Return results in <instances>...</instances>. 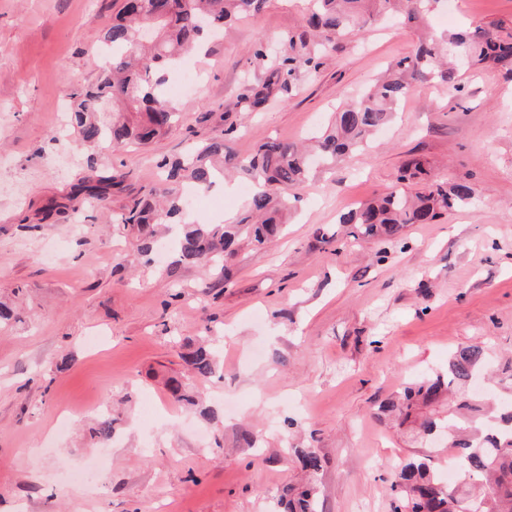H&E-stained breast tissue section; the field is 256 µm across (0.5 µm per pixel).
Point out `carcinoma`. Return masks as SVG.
<instances>
[{"instance_id": "carcinoma-1", "label": "carcinoma", "mask_w": 512, "mask_h": 512, "mask_svg": "<svg viewBox=\"0 0 512 512\" xmlns=\"http://www.w3.org/2000/svg\"><path fill=\"white\" fill-rule=\"evenodd\" d=\"M312 8L301 29L282 38L276 76L293 78L302 66L316 69L321 53L354 27L369 23L376 14L402 17L423 28L444 0H310ZM266 0H125L98 42L112 62L104 67L91 88L74 93L76 102L70 122L81 142L101 149H119L133 141L149 143L166 135L179 119L178 107L165 90L166 75L181 62V56L196 52L208 41L209 31L228 26L240 14L260 12ZM483 64L504 71L512 79V26L490 22L471 30L434 35L423 32L416 49L395 60L390 73L371 83L355 100L336 109L332 123L316 138L315 155L331 166L363 147L370 133L386 126L402 99L424 81L438 79L454 84L470 67ZM173 182L189 180L202 191L210 190L224 176L223 167L241 170L253 181L249 198L254 222L243 218L237 224H184L177 246L184 260L224 268V258L234 254L241 232L262 246L283 231L282 213L297 201L290 190L305 182L311 172L310 156L297 145L272 139L241 157L222 140L196 148L184 160L162 161ZM430 172L419 159L405 162L397 182H425L408 196L400 190L372 200L340 216L339 223L355 226L367 240H394L410 224L433 222L448 211L471 204L474 190L465 180L448 184L429 180ZM112 178L90 169L85 178L88 198L103 201ZM183 211L181 197L172 188L162 194V203L150 198L133 201L118 225L139 240L138 251L148 256L156 242V226ZM195 378L208 381L218 364L209 347L200 345L185 357ZM486 352L471 345L448 357L447 374L425 375L404 389L395 406L402 421L420 411L421 433L431 436L442 429L456 449L462 469L478 481L450 485L423 459H411L391 485L392 512H512V410L491 418V408L461 396L448 420L438 407L453 388L470 382L484 367ZM295 454L312 476L323 469V459L314 448H297ZM281 500L288 512H318L316 488L288 485Z\"/></svg>"}]
</instances>
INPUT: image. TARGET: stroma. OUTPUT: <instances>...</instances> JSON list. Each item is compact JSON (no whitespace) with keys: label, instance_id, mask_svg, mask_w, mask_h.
Instances as JSON below:
<instances>
[{"label":"stroma","instance_id":"35a3bbf8","mask_svg":"<svg viewBox=\"0 0 512 512\" xmlns=\"http://www.w3.org/2000/svg\"><path fill=\"white\" fill-rule=\"evenodd\" d=\"M121 5L0 0V302L16 314L0 323V512H283L279 490L302 477L292 451L308 446L326 461L321 512H392L398 463L425 456L441 470L448 449L414 441L379 404L460 347L512 357V81L472 69L456 90L418 84L365 151L298 189L284 237L242 244L224 272L173 246L145 265L112 226L161 187L162 160L220 138L242 156L302 142L417 36L389 18L354 29L319 69L275 84L274 60L250 49L299 29L301 8L267 0L198 59L200 88L180 97L173 132L83 148L58 103L96 83V36ZM497 21L512 23V0H444L432 26ZM266 82L265 101L245 97ZM412 157L436 180L470 182L473 205L392 242L354 240L340 214L394 187ZM92 166L114 178L102 206L78 191ZM228 181L190 191L186 214L240 219L251 182ZM208 330L222 375L207 384L182 355ZM173 378L197 406L174 401ZM106 410L104 444L91 430Z\"/></svg>","mask_w":512,"mask_h":512}]
</instances>
